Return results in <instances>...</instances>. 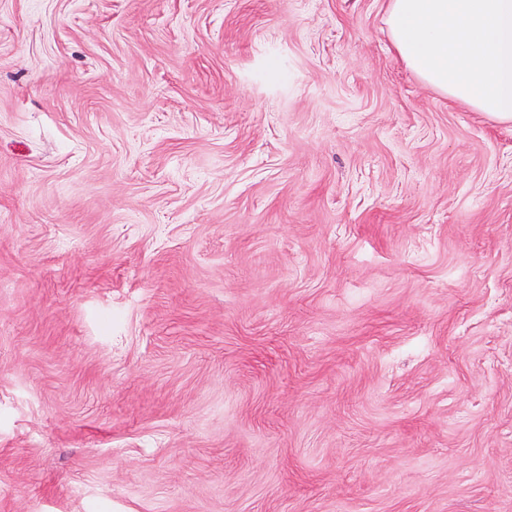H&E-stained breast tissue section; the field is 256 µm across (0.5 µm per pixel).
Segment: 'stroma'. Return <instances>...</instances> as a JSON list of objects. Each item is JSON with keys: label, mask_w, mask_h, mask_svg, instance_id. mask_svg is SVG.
Returning a JSON list of instances; mask_svg holds the SVG:
<instances>
[{"label": "stroma", "mask_w": 512, "mask_h": 512, "mask_svg": "<svg viewBox=\"0 0 512 512\" xmlns=\"http://www.w3.org/2000/svg\"><path fill=\"white\" fill-rule=\"evenodd\" d=\"M386 0H0V512H512V122Z\"/></svg>", "instance_id": "stroma-1"}]
</instances>
